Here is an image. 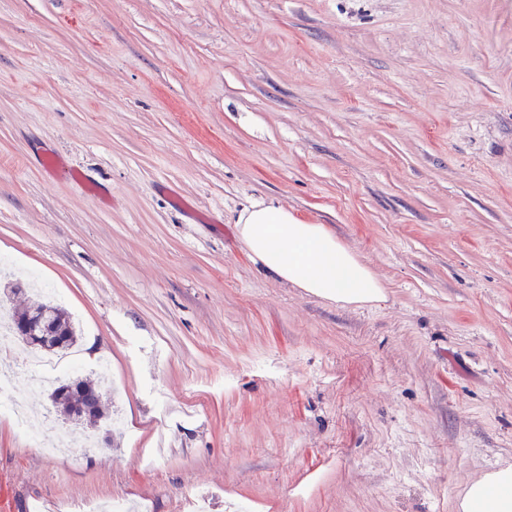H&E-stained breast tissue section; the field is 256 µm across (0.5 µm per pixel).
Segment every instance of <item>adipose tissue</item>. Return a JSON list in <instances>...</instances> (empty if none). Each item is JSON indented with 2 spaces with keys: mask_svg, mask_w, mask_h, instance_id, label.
<instances>
[{
  "mask_svg": "<svg viewBox=\"0 0 512 512\" xmlns=\"http://www.w3.org/2000/svg\"><path fill=\"white\" fill-rule=\"evenodd\" d=\"M237 233L250 256L281 282L342 304L379 302L385 289L369 267L324 225L307 224L283 206L253 203L239 213ZM463 512H512V468L473 482Z\"/></svg>",
  "mask_w": 512,
  "mask_h": 512,
  "instance_id": "ef3b65f1",
  "label": "adipose tissue"
}]
</instances>
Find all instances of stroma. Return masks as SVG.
<instances>
[{
  "instance_id": "obj_1",
  "label": "stroma",
  "mask_w": 512,
  "mask_h": 512,
  "mask_svg": "<svg viewBox=\"0 0 512 512\" xmlns=\"http://www.w3.org/2000/svg\"><path fill=\"white\" fill-rule=\"evenodd\" d=\"M257 202L385 301L267 274ZM0 255L99 346L77 374L106 360L115 412L103 440L16 369L78 445L0 411L13 512H457L512 466V0H0Z\"/></svg>"
}]
</instances>
